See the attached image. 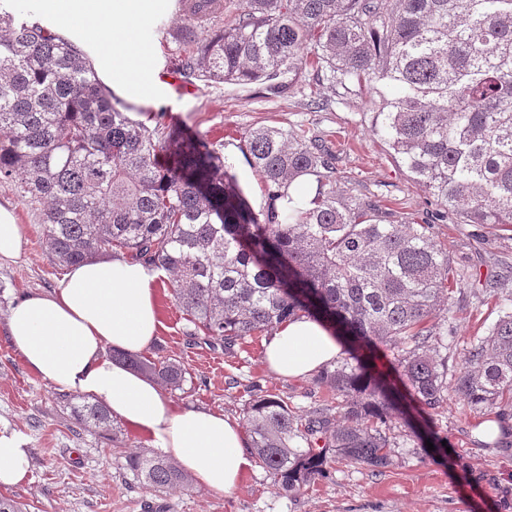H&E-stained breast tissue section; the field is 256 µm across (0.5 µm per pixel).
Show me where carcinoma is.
Wrapping results in <instances>:
<instances>
[{
  "label": "carcinoma",
  "instance_id": "obj_1",
  "mask_svg": "<svg viewBox=\"0 0 512 512\" xmlns=\"http://www.w3.org/2000/svg\"><path fill=\"white\" fill-rule=\"evenodd\" d=\"M179 6L183 23L169 36L184 78L261 82L277 95L281 77L310 67L347 94L367 90L377 132L441 217L512 228V0H247L204 40L197 29L224 20V0ZM244 141L268 190L258 214L217 151L132 121L77 47L0 4V184L46 205L55 264L120 252L171 273L193 325L186 337L226 351L295 315L329 319L386 347L412 396L440 413L458 279L433 225L385 224L376 206L346 197L330 147L301 130L263 125ZM301 176L314 178L308 204H278ZM112 357L170 390L188 374L169 356ZM453 381L468 403L497 410L496 422L512 420V292ZM317 383L336 404L298 414L265 395L244 409L248 448L286 493L338 459L392 464L391 384L348 359ZM70 410L94 432L116 430L103 404L75 396ZM121 455L150 492L191 485L173 460Z\"/></svg>",
  "mask_w": 512,
  "mask_h": 512
}]
</instances>
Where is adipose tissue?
Listing matches in <instances>:
<instances>
[{"label": "adipose tissue", "instance_id": "adipose-tissue-1", "mask_svg": "<svg viewBox=\"0 0 512 512\" xmlns=\"http://www.w3.org/2000/svg\"><path fill=\"white\" fill-rule=\"evenodd\" d=\"M34 18L79 46L105 85L147 103L164 60L145 32L171 17L175 0H34ZM160 273L122 258L73 266L60 288L31 294L10 310L12 345L25 365L56 387L106 405L136 435L174 459L193 482L215 494L235 490L252 462L244 433L223 414L178 406L147 376L112 360L137 354L160 325L153 283ZM342 347L327 323L295 316L266 344L269 370L288 379L311 376L336 360ZM28 450L18 434L0 428V487L25 483Z\"/></svg>", "mask_w": 512, "mask_h": 512}]
</instances>
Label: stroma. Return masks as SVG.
Segmentation results:
<instances>
[{
    "label": "stroma",
    "mask_w": 512,
    "mask_h": 512,
    "mask_svg": "<svg viewBox=\"0 0 512 512\" xmlns=\"http://www.w3.org/2000/svg\"><path fill=\"white\" fill-rule=\"evenodd\" d=\"M369 94H343L327 82L306 77L278 97L262 84L202 86L198 97L169 125L175 137L194 132L213 145L230 165L249 206L261 212L267 194L246 162L241 136L259 125L306 129L329 139L336 153V182L344 194L372 202L389 221L400 224L435 213L424 188L414 182L373 127ZM9 203L24 232L20 257L0 266V426L20 434L30 454V480L9 489L8 497L28 512H512V447L485 438L490 410L467 404L449 392L440 415H429L404 397L395 419L399 446L393 463L373 472L336 463L297 492H277L268 473L252 464L237 489L218 495L199 487L151 496L132 484L124 461L112 448L146 449L144 439L118 425L115 437L84 430L71 417L56 386L32 373L8 335L10 309L25 296L59 288L64 269L43 247L40 206L15 186L0 185V203ZM434 231L452 255L461 287L454 293L448 335V370L458 371L474 337L484 336L498 317L502 294L491 282L502 262H512V231L491 224L438 220ZM155 298L161 322L146 356L164 352L184 362L189 374L174 401L184 407L224 413L241 420L255 397L274 395L303 413L334 402L316 376L286 379L263 362L265 339L256 336L225 352L221 346L189 344L187 321L175 302L170 281L158 279ZM447 449L436 452L438 444Z\"/></svg>",
    "instance_id": "obj_1"
}]
</instances>
